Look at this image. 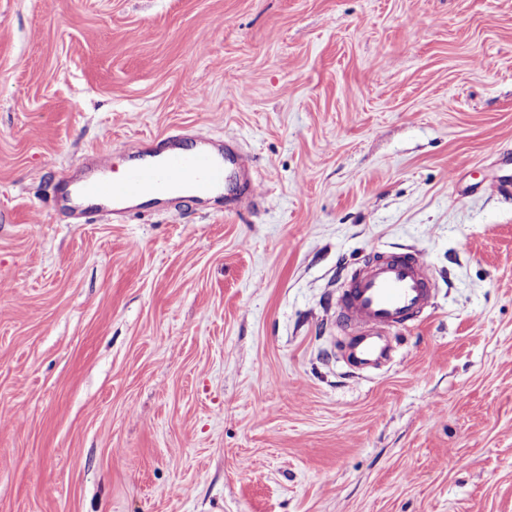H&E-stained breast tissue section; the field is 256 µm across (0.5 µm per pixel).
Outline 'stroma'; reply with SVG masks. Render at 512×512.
I'll return each mask as SVG.
<instances>
[{"instance_id": "stroma-1", "label": "stroma", "mask_w": 512, "mask_h": 512, "mask_svg": "<svg viewBox=\"0 0 512 512\" xmlns=\"http://www.w3.org/2000/svg\"><path fill=\"white\" fill-rule=\"evenodd\" d=\"M175 127L258 207L61 219ZM501 152L512 0H0V512H512ZM404 248L435 305L355 369L344 275Z\"/></svg>"}]
</instances>
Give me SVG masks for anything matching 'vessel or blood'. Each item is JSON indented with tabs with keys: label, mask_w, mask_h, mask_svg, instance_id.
Wrapping results in <instances>:
<instances>
[{
	"label": "vessel or blood",
	"mask_w": 512,
	"mask_h": 512,
	"mask_svg": "<svg viewBox=\"0 0 512 512\" xmlns=\"http://www.w3.org/2000/svg\"><path fill=\"white\" fill-rule=\"evenodd\" d=\"M185 132L175 131L150 141L147 154L128 152L120 177H113L111 152L95 156V178L70 180L66 189L72 213L84 217L85 203L108 198L113 213L130 214L137 201L173 198L223 200L228 212L254 205L260 181L247 156L234 140L208 141L184 147ZM433 305V279L424 257L415 251L381 254L365 263L344 283L339 295L337 325L350 338V357L369 368L388 357V334L417 320Z\"/></svg>",
	"instance_id": "obj_1"
}]
</instances>
